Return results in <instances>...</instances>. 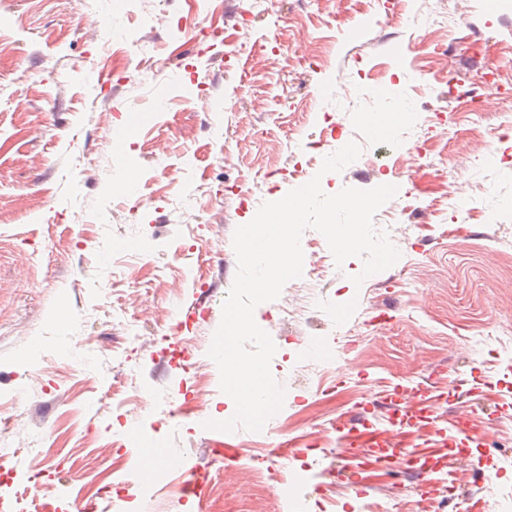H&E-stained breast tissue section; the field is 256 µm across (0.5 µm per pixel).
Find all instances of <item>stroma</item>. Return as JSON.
Returning <instances> with one entry per match:
<instances>
[{"label": "stroma", "instance_id": "obj_1", "mask_svg": "<svg viewBox=\"0 0 512 512\" xmlns=\"http://www.w3.org/2000/svg\"><path fill=\"white\" fill-rule=\"evenodd\" d=\"M401 109L387 143L362 120ZM508 113L512 0H0V449L15 483L36 474L59 512H82L117 464L136 472L135 427L209 490L134 487L121 512H290L293 497L308 512L361 497L512 512ZM352 141L359 158L321 173ZM316 176L328 195L396 186L374 224L400 257L357 286L362 260L336 265L306 229L301 276L254 311L281 410L258 431L201 428L235 413L208 355L234 232ZM349 334L364 342L345 356ZM356 414L422 472L366 446L339 459ZM451 425L497 446L424 447ZM257 454L276 478L252 480Z\"/></svg>", "mask_w": 512, "mask_h": 512}]
</instances>
